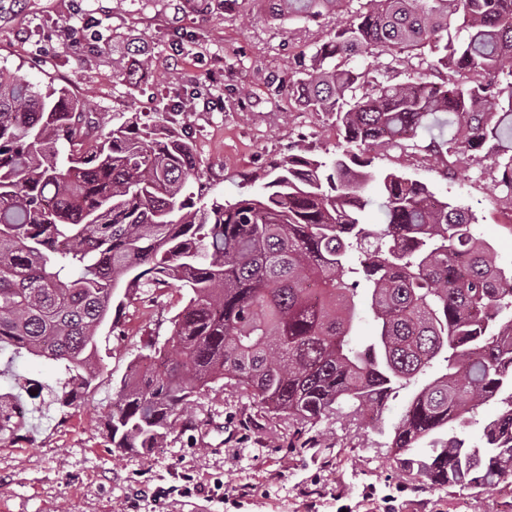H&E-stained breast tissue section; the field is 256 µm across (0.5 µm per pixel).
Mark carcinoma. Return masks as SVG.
I'll return each mask as SVG.
<instances>
[{"label":"carcinoma","mask_w":512,"mask_h":512,"mask_svg":"<svg viewBox=\"0 0 512 512\" xmlns=\"http://www.w3.org/2000/svg\"><path fill=\"white\" fill-rule=\"evenodd\" d=\"M271 17L340 14L288 93L336 117L327 159L293 154L234 203L204 201L193 142L173 126L106 131L93 104L0 65V355L58 374L59 409L100 375L96 337L120 288L177 281L186 303L171 337L141 354L108 414L112 447L159 448L193 398L221 380L303 427L350 417L388 431L400 469L433 489L512 476V268L475 218L394 171L375 148H416L438 113L451 133L423 146L436 162L488 147L512 196V0H267ZM419 59L390 84L347 66L365 49ZM127 49L113 76L151 62ZM370 303L373 334L359 343ZM481 442L457 432L480 405Z\"/></svg>","instance_id":"carcinoma-1"}]
</instances>
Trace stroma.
I'll return each instance as SVG.
<instances>
[{"mask_svg":"<svg viewBox=\"0 0 512 512\" xmlns=\"http://www.w3.org/2000/svg\"><path fill=\"white\" fill-rule=\"evenodd\" d=\"M97 30L104 50L56 33L71 19ZM336 26L271 20L264 0H0V65L67 86L108 126L176 120L194 142L208 197L227 201L267 181L271 162L303 152L330 157L344 143L330 116L302 109L283 85ZM187 33L174 49L176 32ZM136 42L151 62L134 86L112 76V50ZM210 93L222 108L193 105ZM375 169L399 171L468 210L503 265L512 264V197L497 158L464 151L450 172L422 152L379 151ZM178 282L124 300L119 324L97 338L101 375L77 406L30 410L0 441V512H512V486L436 490L401 471L387 435L343 418L303 428L216 383L191 409L192 428L162 447L120 452L105 413L115 388L150 344H164L183 307Z\"/></svg>","mask_w":512,"mask_h":512,"instance_id":"stroma-1","label":"stroma"}]
</instances>
